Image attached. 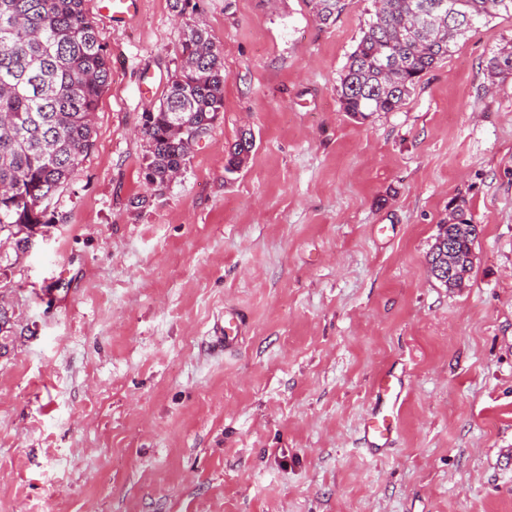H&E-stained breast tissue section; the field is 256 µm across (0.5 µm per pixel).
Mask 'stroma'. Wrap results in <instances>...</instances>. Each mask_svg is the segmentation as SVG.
<instances>
[{
    "instance_id": "1",
    "label": "stroma",
    "mask_w": 512,
    "mask_h": 512,
    "mask_svg": "<svg viewBox=\"0 0 512 512\" xmlns=\"http://www.w3.org/2000/svg\"><path fill=\"white\" fill-rule=\"evenodd\" d=\"M84 9L111 58L94 146L28 248L0 245V512H512V79L486 70L512 19L357 120L337 89L373 0L328 24L311 0H191L224 113L139 211L181 24L170 0L122 26ZM460 198L480 233L451 290L427 256ZM385 371L406 391L375 456ZM255 139L254 135L251 131L244 132L241 131L238 135L237 139L232 143V145L228 149V155L226 164L224 166V170L227 173H234V169L232 168L234 165H238L239 162H237L238 157L242 154H249L253 152L255 148ZM243 157V155L241 156Z\"/></svg>"
}]
</instances>
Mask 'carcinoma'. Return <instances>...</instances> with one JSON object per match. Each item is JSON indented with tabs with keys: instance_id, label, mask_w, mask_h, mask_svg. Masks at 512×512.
Listing matches in <instances>:
<instances>
[{
	"instance_id": "cac0c4a2",
	"label": "carcinoma",
	"mask_w": 512,
	"mask_h": 512,
	"mask_svg": "<svg viewBox=\"0 0 512 512\" xmlns=\"http://www.w3.org/2000/svg\"><path fill=\"white\" fill-rule=\"evenodd\" d=\"M451 2L460 27L448 26L434 5ZM373 17L349 55L339 78L343 111L365 120L392 112L410 96L421 75L454 52L458 39L500 16L512 18V0H375ZM419 3L431 8L427 32L407 29ZM345 0H315L325 23L345 9ZM176 69L159 105L144 113L147 141L143 176L152 195L186 169L196 138L224 112V58L209 31L189 24L175 46ZM490 77L512 75V43L489 59ZM111 72L84 0H0V236L26 248L35 227L49 223L42 205L73 180L94 145V115ZM252 132H240L228 149L224 170L234 173L238 157L253 152ZM441 224L427 264L434 278L440 243L455 245L464 272L476 236L466 201Z\"/></svg>"
}]
</instances>
